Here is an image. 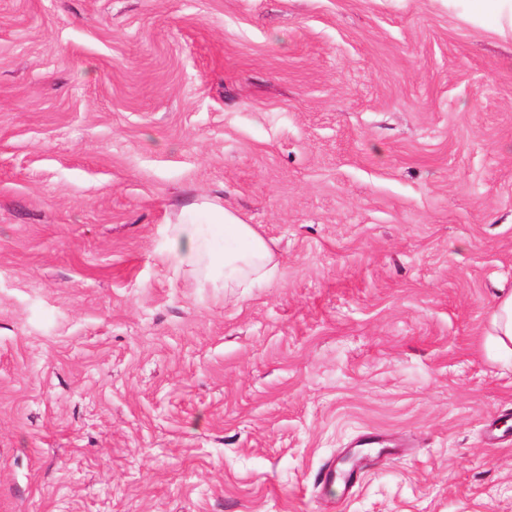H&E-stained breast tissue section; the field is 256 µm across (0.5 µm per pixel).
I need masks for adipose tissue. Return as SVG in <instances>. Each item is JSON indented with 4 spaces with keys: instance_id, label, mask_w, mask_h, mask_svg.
Here are the masks:
<instances>
[{
    "instance_id": "ef3b65f1",
    "label": "adipose tissue",
    "mask_w": 512,
    "mask_h": 512,
    "mask_svg": "<svg viewBox=\"0 0 512 512\" xmlns=\"http://www.w3.org/2000/svg\"><path fill=\"white\" fill-rule=\"evenodd\" d=\"M204 220L171 225L166 256L176 268L204 270L216 288H237L272 276L273 251L253 225L224 205L204 201Z\"/></svg>"
}]
</instances>
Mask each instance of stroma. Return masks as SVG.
<instances>
[{
	"instance_id": "35a3bbf8",
	"label": "stroma",
	"mask_w": 512,
	"mask_h": 512,
	"mask_svg": "<svg viewBox=\"0 0 512 512\" xmlns=\"http://www.w3.org/2000/svg\"><path fill=\"white\" fill-rule=\"evenodd\" d=\"M204 199L236 302L165 256ZM510 292L496 13L0 0V512H512ZM188 208L202 211L205 220L170 225L166 256L174 267L203 269L214 288L253 285L276 272L273 251L253 225L217 202ZM498 345L512 352V293L499 298L491 315Z\"/></svg>"
}]
</instances>
